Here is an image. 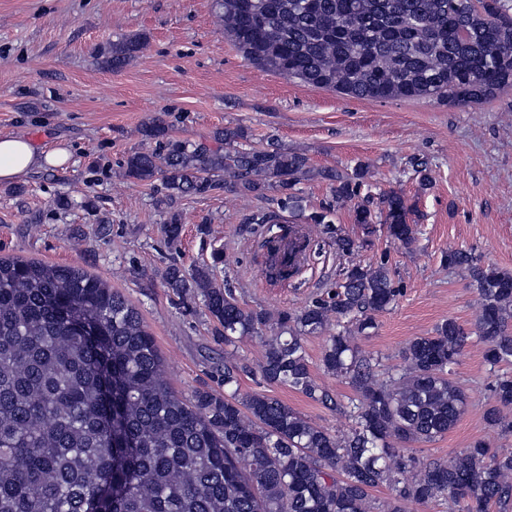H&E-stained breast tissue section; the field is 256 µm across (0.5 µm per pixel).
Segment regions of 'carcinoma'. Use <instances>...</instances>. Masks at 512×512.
<instances>
[{"mask_svg": "<svg viewBox=\"0 0 512 512\" xmlns=\"http://www.w3.org/2000/svg\"><path fill=\"white\" fill-rule=\"evenodd\" d=\"M224 33L263 70L359 99L431 98L470 105L512 85V0H215ZM146 46L142 36L112 45L104 64L121 71ZM143 135L158 148L129 155L125 176L161 177L167 196L202 195L220 186L241 196L284 195L310 173L308 159L271 145L236 146L226 128L216 146L168 137L161 120ZM336 205H353L365 234L375 225L403 247L416 239L396 191L361 195L365 171L322 169ZM324 225L336 251L360 243ZM181 218L166 213L174 244ZM213 264L167 269L178 295L196 293L221 327L224 343L258 336L271 320L214 282ZM449 268L467 273L478 293L475 335L486 345L493 404L486 423L512 432V273L452 249ZM270 278L298 266L274 247ZM401 294L382 261L343 269L336 289L296 313L283 311L266 341L261 373L336 408L351 421L335 434L264 394H239L238 367L224 363V395L196 389L185 398L164 378L163 362L138 310L101 278L75 267L0 258V512H375L370 491L390 490L385 512L440 503L448 512H512V452L476 441L452 459H420L404 445L429 443L466 406L452 379L468 334L453 319L418 336L402 363L380 368L355 337ZM324 372L354 388L333 397L311 373L304 341L324 333Z\"/></svg>", "mask_w": 512, "mask_h": 512, "instance_id": "carcinoma-1", "label": "carcinoma"}]
</instances>
